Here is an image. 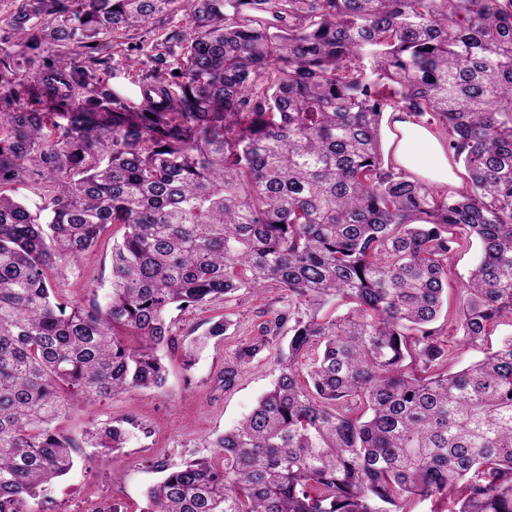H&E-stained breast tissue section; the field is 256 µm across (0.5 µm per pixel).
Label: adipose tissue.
Wrapping results in <instances>:
<instances>
[{
    "instance_id": "1",
    "label": "adipose tissue",
    "mask_w": 512,
    "mask_h": 512,
    "mask_svg": "<svg viewBox=\"0 0 512 512\" xmlns=\"http://www.w3.org/2000/svg\"><path fill=\"white\" fill-rule=\"evenodd\" d=\"M388 119L394 165L423 182L445 186L460 182L457 171L448 162V147L443 138L407 113L392 112Z\"/></svg>"
}]
</instances>
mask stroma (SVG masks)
Listing matches in <instances>:
<instances>
[{"label":"stroma","instance_id":"obj_1","mask_svg":"<svg viewBox=\"0 0 512 512\" xmlns=\"http://www.w3.org/2000/svg\"><path fill=\"white\" fill-rule=\"evenodd\" d=\"M122 234L121 226L110 227L96 247L64 262L56 285L66 299L86 305L92 297L107 295L112 243ZM477 257L473 248L456 249L452 256L448 303L437 321L444 331L455 326L461 291ZM287 306L285 293L268 286L260 292L243 288L229 299L201 306L171 309L167 322L181 340L201 334L222 317L230 325L189 367L180 349L160 346L157 353L167 369L161 387L76 401L55 421L56 431L79 436L123 421L127 424L123 447L112 450L84 444L72 471L40 497L19 504V512H146L145 490L159 479V465L176 468L212 457L215 437L236 426L272 386L279 375L277 353L288 334L280 332L267 344L262 338ZM257 341L263 344L261 351L239 366L232 385H225V366L235 362L239 348Z\"/></svg>","mask_w":512,"mask_h":512}]
</instances>
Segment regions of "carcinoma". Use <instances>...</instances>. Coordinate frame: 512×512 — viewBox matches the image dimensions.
<instances>
[{"instance_id":"obj_1","label":"carcinoma","mask_w":512,"mask_h":512,"mask_svg":"<svg viewBox=\"0 0 512 512\" xmlns=\"http://www.w3.org/2000/svg\"><path fill=\"white\" fill-rule=\"evenodd\" d=\"M6 26L0 512L74 466L83 439L52 426L74 400L162 385L170 308L267 284L290 305L266 328L288 326L273 388L212 443L219 461L163 468L148 512H512V337L491 342L512 327V0H23ZM101 34L144 52L141 101L106 78ZM389 111L439 123L467 191L437 198L385 163ZM25 181L43 223L4 191ZM117 224L108 299L70 303L60 262ZM473 238L458 344L485 352L450 372L435 323ZM331 300L347 311L321 315Z\"/></svg>"}]
</instances>
